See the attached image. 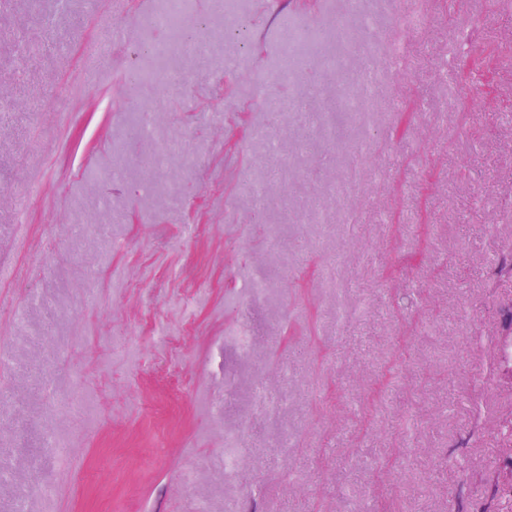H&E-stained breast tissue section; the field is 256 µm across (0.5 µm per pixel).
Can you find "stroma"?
I'll use <instances>...</instances> for the list:
<instances>
[{"mask_svg": "<svg viewBox=\"0 0 512 512\" xmlns=\"http://www.w3.org/2000/svg\"><path fill=\"white\" fill-rule=\"evenodd\" d=\"M160 6L0 0V512H512V0ZM287 15L355 49L262 97Z\"/></svg>", "mask_w": 512, "mask_h": 512, "instance_id": "obj_1", "label": "stroma"}]
</instances>
